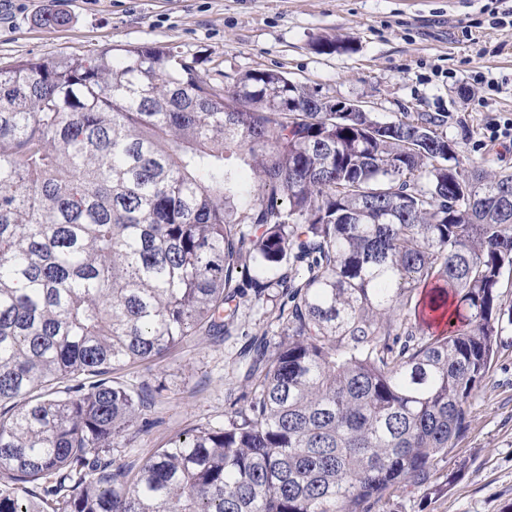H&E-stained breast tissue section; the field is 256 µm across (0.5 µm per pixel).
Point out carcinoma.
Returning a JSON list of instances; mask_svg holds the SVG:
<instances>
[{
	"label": "carcinoma",
	"instance_id": "1",
	"mask_svg": "<svg viewBox=\"0 0 512 512\" xmlns=\"http://www.w3.org/2000/svg\"><path fill=\"white\" fill-rule=\"evenodd\" d=\"M322 105L167 45L0 70V512H368L465 433L512 172ZM246 280L282 332L245 407L112 467L145 407L106 375L226 330Z\"/></svg>",
	"mask_w": 512,
	"mask_h": 512
}]
</instances>
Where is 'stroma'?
<instances>
[{
  "instance_id": "35a3bbf8",
  "label": "stroma",
  "mask_w": 512,
  "mask_h": 512,
  "mask_svg": "<svg viewBox=\"0 0 512 512\" xmlns=\"http://www.w3.org/2000/svg\"><path fill=\"white\" fill-rule=\"evenodd\" d=\"M512 0H0V69L27 58L87 57L115 45H173L233 85L269 69L331 101L364 106L382 122L443 120L461 168L512 171V141L492 126L512 118ZM67 22L41 25L46 13ZM342 36L352 49L316 52ZM267 331L271 305L243 300L229 335L190 336L161 359L113 378L145 386L147 426L134 427L113 465L142 461L183 431L215 426L243 407L239 352ZM370 512H512V325L477 388L467 431L427 481L387 492Z\"/></svg>"
}]
</instances>
